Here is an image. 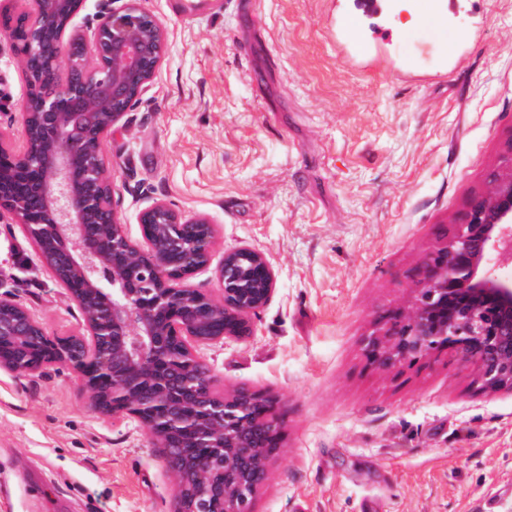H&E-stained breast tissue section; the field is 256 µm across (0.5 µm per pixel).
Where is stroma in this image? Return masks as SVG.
<instances>
[{
    "label": "stroma",
    "instance_id": "obj_1",
    "mask_svg": "<svg viewBox=\"0 0 512 512\" xmlns=\"http://www.w3.org/2000/svg\"><path fill=\"white\" fill-rule=\"evenodd\" d=\"M390 0L349 25V0H218L192 18L139 0L167 49L106 144L128 236L163 200L215 224V291L226 253L276 275L255 334L203 346L225 391L276 397L282 456L254 512H487L512 494V391L434 353L381 372L362 350L379 316L414 296L413 274L468 200L503 170L512 137V0ZM27 85L0 35V131L24 147ZM0 292L48 335L81 314L22 225L0 219ZM164 455L134 419L103 416L60 366L0 369V512H172Z\"/></svg>",
    "mask_w": 512,
    "mask_h": 512
}]
</instances>
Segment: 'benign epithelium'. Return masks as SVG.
Returning <instances> with one entry per match:
<instances>
[{
    "label": "benign epithelium",
    "mask_w": 512,
    "mask_h": 512,
    "mask_svg": "<svg viewBox=\"0 0 512 512\" xmlns=\"http://www.w3.org/2000/svg\"><path fill=\"white\" fill-rule=\"evenodd\" d=\"M139 0L104 12L92 46L69 28L82 0H32L20 17L28 30L14 48L20 69L43 85L20 104L26 137L20 153L0 165V217L8 215L36 242L40 261L67 288L82 312L80 331L49 336L30 312L0 294V369L30 373L63 365L82 380L89 405L103 415L137 420L164 450L175 512H253L259 484L246 480L283 452L252 433L266 429L254 407L276 413L274 397L216 388L198 347L254 335L252 315L275 291L263 253V288L251 299L250 276L216 272L217 293L184 285L209 264L217 229L205 217L187 218L158 201L139 216L142 240L123 231L105 144L154 78L166 53V33ZM31 170L27 190L15 174ZM512 263V162L471 198L448 240L417 271L412 303L389 312L363 339L366 357L395 370L448 351L476 368L484 390L512 391V280L491 267ZM81 282L75 292L67 281ZM190 437L224 449V482L210 484L209 468L183 465L178 449ZM198 485L192 497L182 490Z\"/></svg>",
    "instance_id": "benign-epithelium-1"
}]
</instances>
